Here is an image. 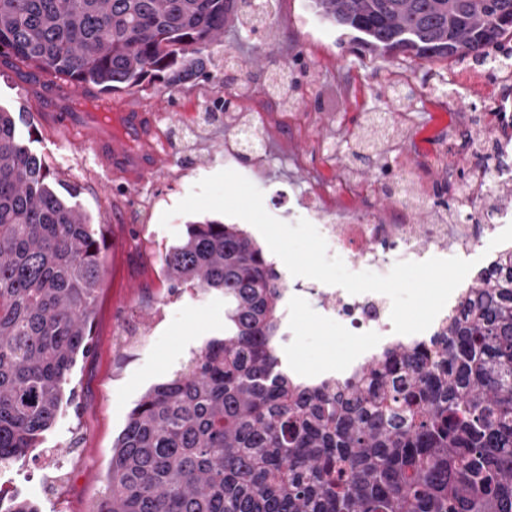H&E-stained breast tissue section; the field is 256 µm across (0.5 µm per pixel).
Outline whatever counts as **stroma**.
Listing matches in <instances>:
<instances>
[{
	"mask_svg": "<svg viewBox=\"0 0 512 512\" xmlns=\"http://www.w3.org/2000/svg\"><path fill=\"white\" fill-rule=\"evenodd\" d=\"M229 55L257 76L249 89L237 91L244 114L256 109L264 114L263 150L246 162L237 154L232 133L206 115L224 93ZM280 66L296 72L295 108L306 115V126L288 121L287 107L278 100L252 98L265 83L264 72ZM208 70L209 79L178 87L149 83L139 91L112 93L113 104L156 115L159 168L143 184L119 180L105 187L83 155L53 149L43 125L20 128L56 179L76 188L77 203L105 232L93 353L72 372L73 403L63 407L40 448L13 468L20 497L34 502L40 512H89L103 488L112 443L136 402L209 339L224 335L223 295L169 294L162 271L166 248L179 241L192 217L174 216L165 227L160 218L198 181L225 169L236 171L262 191L266 211L289 224L306 218L303 204L309 200L325 211H386L393 224H430L439 212L435 200L401 214L392 196L377 189L378 168L394 166L398 177L435 188L454 162L448 152L449 129L480 140L482 152H489L493 138L481 131L485 104L495 96L512 100V80L478 73L466 62L405 59L386 64L352 53L315 15L309 0H277L272 31L225 29ZM401 81L408 96L397 107L390 87ZM52 82L50 76L1 58L0 107L35 112L34 90ZM393 108L398 111L397 130L383 157L356 150L368 113ZM432 153L438 156L436 163L418 169L417 161ZM341 173L362 183L363 192L333 190ZM299 326L308 343L291 353L278 349L280 361L292 356L303 364L318 355L332 362L353 346L352 339L322 329L311 311L301 314Z\"/></svg>",
	"mask_w": 512,
	"mask_h": 512,
	"instance_id": "35a3bbf8",
	"label": "stroma"
}]
</instances>
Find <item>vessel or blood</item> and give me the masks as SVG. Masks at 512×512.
<instances>
[{
    "instance_id": "vessel-or-blood-1",
    "label": "vessel or blood",
    "mask_w": 512,
    "mask_h": 512,
    "mask_svg": "<svg viewBox=\"0 0 512 512\" xmlns=\"http://www.w3.org/2000/svg\"><path fill=\"white\" fill-rule=\"evenodd\" d=\"M55 95L42 97L39 112L51 115L53 127L77 130L69 148L90 156L101 173L103 185L125 177L145 183L158 169L154 118L138 108L113 112L111 104L95 102L85 112H62Z\"/></svg>"
}]
</instances>
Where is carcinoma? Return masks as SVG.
Masks as SVG:
<instances>
[{"mask_svg": "<svg viewBox=\"0 0 512 512\" xmlns=\"http://www.w3.org/2000/svg\"><path fill=\"white\" fill-rule=\"evenodd\" d=\"M0 0V56L103 93L206 78L233 23L276 0ZM386 63L512 65V0H310ZM267 93L296 84L279 67ZM224 101L209 117L238 115ZM0 108V468L39 448L92 348L101 232ZM170 293L224 295V337L148 390L91 512H512V252L481 271L429 343L386 348L336 386L280 368L284 285L237 224L193 222L164 257Z\"/></svg>", "mask_w": 512, "mask_h": 512, "instance_id": "cac0c4a2", "label": "carcinoma"}]
</instances>
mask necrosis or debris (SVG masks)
Instances as JSON below:
<instances>
[{"mask_svg": "<svg viewBox=\"0 0 512 512\" xmlns=\"http://www.w3.org/2000/svg\"><path fill=\"white\" fill-rule=\"evenodd\" d=\"M497 170L494 159L477 165L470 162L468 155L458 156L448 175L453 178L464 174L465 195L475 206L471 211L459 213L454 224H365L347 213L329 219L316 210L311 211L310 218L326 240L329 255L340 257L350 271L385 275L400 261L421 262L484 247L488 238L497 234L500 215L479 208L478 202L491 190L489 173ZM461 297V291L452 293L430 330L402 335L393 331L388 296L374 292L352 295L338 286L289 277L288 308L284 312L289 322H296L301 308L307 307L324 324L343 330L355 341L351 351L338 363L296 366L300 384L311 387L346 380L358 374L385 348L429 341L434 329L446 325Z\"/></svg>", "mask_w": 512, "mask_h": 512, "instance_id": "necrosis-or-debris-1", "label": "necrosis or debris"}]
</instances>
